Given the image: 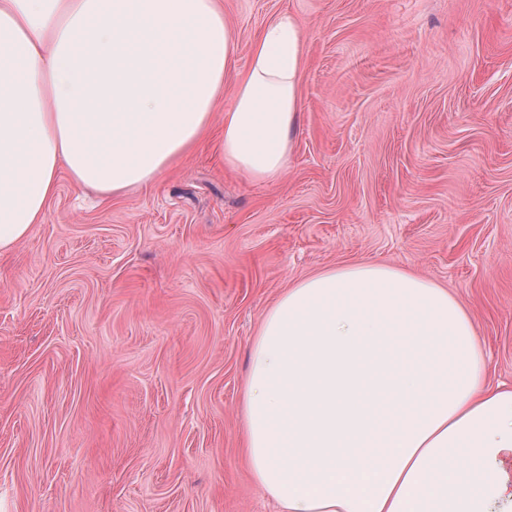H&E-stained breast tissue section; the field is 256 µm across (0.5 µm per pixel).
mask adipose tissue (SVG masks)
Returning a JSON list of instances; mask_svg holds the SVG:
<instances>
[{"mask_svg": "<svg viewBox=\"0 0 512 512\" xmlns=\"http://www.w3.org/2000/svg\"><path fill=\"white\" fill-rule=\"evenodd\" d=\"M222 0H0V251L58 174L108 198L154 183L209 131L273 182L300 125L305 42L284 16L236 70ZM470 313L413 272H318L265 313L242 421L277 512H512V387L489 384Z\"/></svg>", "mask_w": 512, "mask_h": 512, "instance_id": "ef3b65f1", "label": "adipose tissue"}]
</instances>
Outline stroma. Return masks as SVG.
<instances>
[{"mask_svg":"<svg viewBox=\"0 0 512 512\" xmlns=\"http://www.w3.org/2000/svg\"><path fill=\"white\" fill-rule=\"evenodd\" d=\"M304 26L276 182L225 166L222 118L119 199L60 174L0 253V512H275L243 458L250 350L284 290L354 263L470 311L512 383V0H224Z\"/></svg>","mask_w":512,"mask_h":512,"instance_id":"stroma-1","label":"stroma"}]
</instances>
